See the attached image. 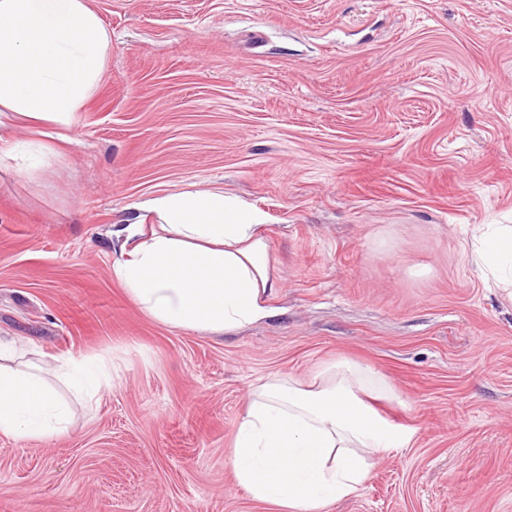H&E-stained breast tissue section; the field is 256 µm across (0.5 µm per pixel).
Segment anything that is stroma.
<instances>
[{"instance_id":"1","label":"stroma","mask_w":512,"mask_h":512,"mask_svg":"<svg viewBox=\"0 0 512 512\" xmlns=\"http://www.w3.org/2000/svg\"><path fill=\"white\" fill-rule=\"evenodd\" d=\"M112 34L62 154L0 166V339L106 356L73 430L0 437V512H282L235 483L249 387L348 361L409 427L328 512H512V0H90ZM260 210L281 287L229 335L145 316L112 230L187 186ZM472 262L485 279L512 288V225L484 224L478 229Z\"/></svg>"}]
</instances>
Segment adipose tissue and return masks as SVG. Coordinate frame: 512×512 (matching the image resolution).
I'll use <instances>...</instances> for the list:
<instances>
[{"label":"adipose tissue","instance_id":"obj_1","mask_svg":"<svg viewBox=\"0 0 512 512\" xmlns=\"http://www.w3.org/2000/svg\"><path fill=\"white\" fill-rule=\"evenodd\" d=\"M112 36L89 0H0V163L14 158L15 124L27 122L42 153L54 152L97 87ZM155 218L116 228L112 276L152 320L229 334L273 315L279 277L264 215L221 191L188 187L142 200ZM472 262L484 278L512 287V225L478 229ZM74 394L94 400L112 385L103 358H60ZM388 386L341 362L311 383L271 375L249 392L231 458L236 483L287 512H326L358 493L371 457L406 447L410 435L370 404ZM73 409L47 380L0 343V436L54 437Z\"/></svg>","mask_w":512,"mask_h":512}]
</instances>
